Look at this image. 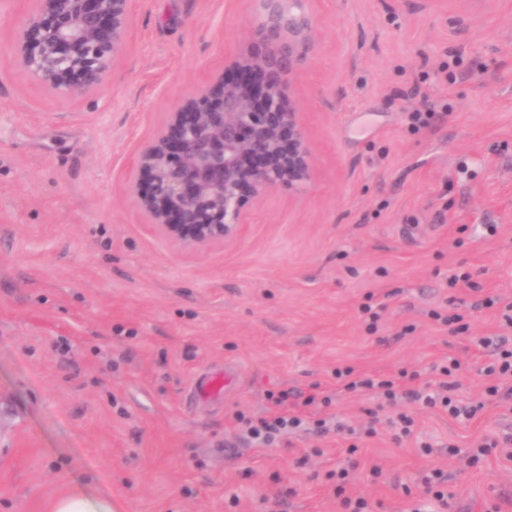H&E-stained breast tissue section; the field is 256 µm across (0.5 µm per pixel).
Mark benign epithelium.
Wrapping results in <instances>:
<instances>
[{
  "label": "benign epithelium",
  "mask_w": 512,
  "mask_h": 512,
  "mask_svg": "<svg viewBox=\"0 0 512 512\" xmlns=\"http://www.w3.org/2000/svg\"><path fill=\"white\" fill-rule=\"evenodd\" d=\"M17 61L52 92H97L130 28L129 0H34ZM250 49L185 97L132 162L129 192L150 230L197 253L238 237L267 192L311 180L314 151L285 78L315 49L304 0H257Z\"/></svg>",
  "instance_id": "1"
}]
</instances>
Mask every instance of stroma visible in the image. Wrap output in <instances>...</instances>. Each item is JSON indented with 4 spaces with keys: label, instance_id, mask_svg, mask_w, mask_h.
I'll use <instances>...</instances> for the list:
<instances>
[{
    "label": "stroma",
    "instance_id": "stroma-1",
    "mask_svg": "<svg viewBox=\"0 0 512 512\" xmlns=\"http://www.w3.org/2000/svg\"><path fill=\"white\" fill-rule=\"evenodd\" d=\"M130 6L102 88L77 98L13 63L33 4L0 0V512H50L78 483L121 512H342L330 474L347 465L369 512H408L430 469L447 512H512V400L455 419L336 380L405 370L432 389L455 357L459 395L482 401V338L512 343V0H310L316 48L289 94L314 177L202 253L148 230L130 166L249 45L257 5ZM456 53L469 71L451 84ZM426 98L444 115L412 131L405 111ZM463 273L478 290L449 287ZM451 310L467 333L435 320ZM228 367L233 387L194 392ZM283 392L302 426L254 442L244 419ZM400 411L415 433L399 440L386 420ZM481 440L498 446L470 465Z\"/></svg>",
    "mask_w": 512,
    "mask_h": 512
}]
</instances>
